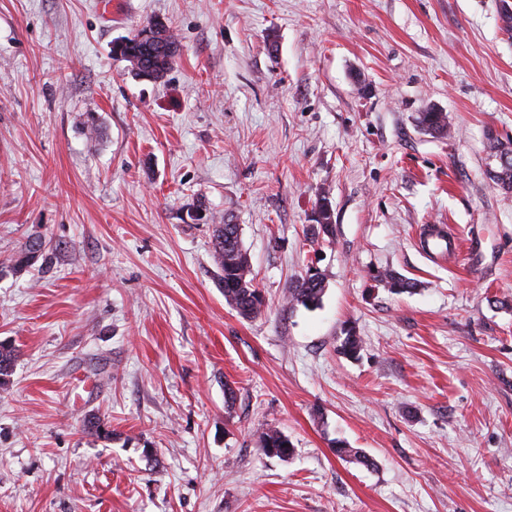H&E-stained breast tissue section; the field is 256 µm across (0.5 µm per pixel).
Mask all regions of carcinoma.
I'll use <instances>...</instances> for the list:
<instances>
[{"label":"carcinoma","instance_id":"carcinoma-1","mask_svg":"<svg viewBox=\"0 0 512 512\" xmlns=\"http://www.w3.org/2000/svg\"><path fill=\"white\" fill-rule=\"evenodd\" d=\"M179 51V42L175 34L159 20L144 22L135 34L125 40L122 50L123 60L129 63L130 71L134 76H140L136 71L139 63L148 57L156 59L158 66L147 73L152 82L162 80L172 68ZM419 124L428 132L443 137L451 136L448 116L444 112L428 110L420 113ZM486 148L490 156L494 157L500 167L501 175L498 179L502 184L512 189V141L503 142L497 136L487 135ZM314 224L310 225L309 235L313 240L333 236V211L326 198L321 197L315 205ZM211 246L213 256L219 267V284L224 288V300L243 318H256L265 308V300L260 294L255 276L246 251L241 241L240 225L227 224L212 225ZM44 243L39 238L28 241L24 248L14 258L13 269L21 270L42 252ZM380 277L397 292H408L415 288V282L410 279L386 271ZM324 292V278L316 268H310L305 275L297 278L288 289L286 301L289 305L301 304L305 307L317 305ZM362 349V339L356 332L349 329L340 344L341 353L355 357ZM14 366L13 348L0 343V385L8 382ZM259 440L262 448L274 456H282L285 451L291 450L288 437L275 427L261 432ZM340 458H349L365 467L373 465L371 459L357 448H349L338 444L335 448Z\"/></svg>","mask_w":512,"mask_h":512}]
</instances>
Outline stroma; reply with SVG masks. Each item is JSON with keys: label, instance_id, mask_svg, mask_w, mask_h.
Here are the masks:
<instances>
[{"label": "stroma", "instance_id": "obj_1", "mask_svg": "<svg viewBox=\"0 0 512 512\" xmlns=\"http://www.w3.org/2000/svg\"><path fill=\"white\" fill-rule=\"evenodd\" d=\"M100 3L0 0V512H512V190L485 147L512 139V0ZM150 18L179 41L157 83L113 50ZM224 222L253 319L218 285ZM310 266L319 305L288 306ZM419 124L431 134L443 137H451V130L448 124V116L444 112L437 110H428L420 112L418 117ZM333 211L331 204L326 198H319L315 205L313 221L315 224H310L309 235L312 241H317L321 237L331 238L333 236ZM229 225H212L211 248L220 270L219 284L226 303L242 318H256L262 314L265 300L243 248L240 225ZM259 440L262 448H264L267 454L269 453L280 458H284L282 457V453L286 450H288V455L292 450L288 437L274 427L266 428L262 431L259 436ZM283 444H286V447H283Z\"/></svg>", "mask_w": 512, "mask_h": 512}]
</instances>
